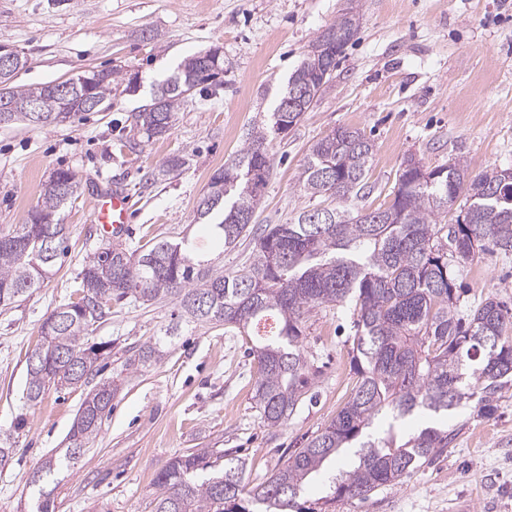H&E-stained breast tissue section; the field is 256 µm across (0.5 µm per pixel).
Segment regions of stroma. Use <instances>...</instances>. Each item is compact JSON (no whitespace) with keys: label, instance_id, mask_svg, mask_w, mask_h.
<instances>
[{"label":"stroma","instance_id":"1","mask_svg":"<svg viewBox=\"0 0 512 512\" xmlns=\"http://www.w3.org/2000/svg\"><path fill=\"white\" fill-rule=\"evenodd\" d=\"M350 7L358 33L331 81L298 125L270 144L273 170L255 223L285 224L316 207L297 178L310 146L338 127L360 129L375 143L365 187L351 203L356 210L388 201L411 153L430 168L454 157L475 173L512 167V0H0V44L27 60L14 85L37 87L92 68L139 76L137 89L113 92L106 111L57 127H0V226L27 222L54 169L77 180L57 213L69 250L55 275L0 307V447L11 451L0 467V512H34L45 493L55 512H153L159 471L196 448L236 455L252 487L350 399L358 376L349 308L308 315L305 345L321 372L311 400L270 430L252 399L259 366L250 337L183 321L172 299L113 304L88 333L89 342L112 345L88 382L49 390L34 405L23 398L43 321L77 290L86 258L112 241L91 221L89 201L101 188L120 185L132 196L123 246L188 236L217 266L245 265L253 240L223 249L198 224V201L253 123L273 111L311 41ZM213 47L224 55L219 95L193 94L163 139L131 127V113L150 103L156 83ZM174 152L188 158L180 174L147 180ZM457 282L465 289L460 316L488 297L512 306V256L480 254ZM172 326L176 334L166 336ZM162 335L159 361L126 369L134 351ZM105 381L119 386L112 409L80 457L63 465L78 408ZM495 404L490 416L471 403L454 410V438L434 464L366 500L338 502L334 512H512V386ZM48 458L53 471L34 480Z\"/></svg>","mask_w":512,"mask_h":512}]
</instances>
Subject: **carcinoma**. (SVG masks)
Instances as JSON below:
<instances>
[{
	"label": "carcinoma",
	"mask_w": 512,
	"mask_h": 512,
	"mask_svg": "<svg viewBox=\"0 0 512 512\" xmlns=\"http://www.w3.org/2000/svg\"><path fill=\"white\" fill-rule=\"evenodd\" d=\"M343 48L357 33L352 17L341 13L312 44L330 40ZM326 61L306 51L288 79L307 95L311 110L323 88ZM224 69V59L209 51L185 59L162 81L151 103L131 113L132 124L149 139L169 135L187 89L206 68ZM89 95L100 112L112 105V90L124 80L119 69L85 71ZM10 111L0 112L8 127L58 126L84 111L79 96L66 99L51 85L21 89L7 86ZM294 96H281L268 119L252 127L239 157L224 163L210 178L197 205L216 242L234 247L253 237L249 263L231 272L199 258L191 242L161 240L130 251L116 245L96 250L78 273L77 301L59 304L41 326V339L27 358L25 398L35 404L49 389L69 386L94 370L98 356L89 354L86 335L103 317L102 307L132 299L153 304L176 300L185 321L252 328L251 348L259 365L253 400L263 424L282 426L308 397L319 367L304 347L306 317L321 306L353 308V366L359 376L355 392L330 423L295 451L263 484L247 487L244 464L219 457L210 448L172 458L158 473L154 512H329L344 500L368 499L378 489L402 480L434 459L452 440L443 427L448 412L476 402L479 412L494 411L495 396L512 383V310L486 298L458 316L456 274L478 252L512 254V180L495 178V170L474 174L455 157L418 180L414 155L401 163L391 200L365 218L349 202L363 188L374 145L360 131L332 130L317 141L299 173V185L312 198L331 196L337 206L322 209L325 222L314 224L311 211L287 224H252L255 204L272 168L269 143L303 118L290 112ZM42 107L40 117L31 105ZM187 164L173 154L158 174H179ZM331 170L339 190L330 191ZM458 204L463 221L444 224L461 186ZM75 174L57 169L43 189L41 202L18 229H0V306L19 301L53 275L65 250L67 226L54 220L74 195ZM160 339L142 345L126 361L133 370L163 355ZM118 385L103 382L82 402L70 440L74 445L97 435ZM428 411L435 423L402 439L394 425L384 435L366 434L384 414L395 421ZM343 448L356 449L350 468L334 477L326 495L307 506L300 502L309 479Z\"/></svg>",
	"instance_id": "1"
}]
</instances>
